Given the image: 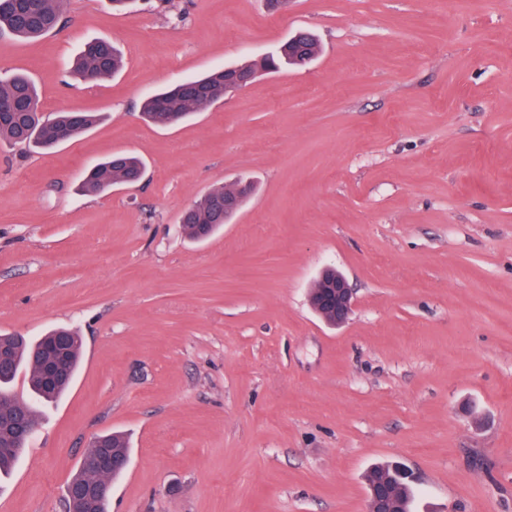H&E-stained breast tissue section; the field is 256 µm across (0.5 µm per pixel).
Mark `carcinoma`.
Instances as JSON below:
<instances>
[{
  "instance_id": "1",
  "label": "carcinoma",
  "mask_w": 512,
  "mask_h": 512,
  "mask_svg": "<svg viewBox=\"0 0 512 512\" xmlns=\"http://www.w3.org/2000/svg\"><path fill=\"white\" fill-rule=\"evenodd\" d=\"M65 0H0V33H7L17 39H34L54 30L64 11ZM317 41L307 32H301L282 43L269 56L244 64L252 75L260 72L272 73L281 64L304 66L317 53ZM122 65L118 51L107 40L88 43L75 63V73L83 80L99 81L111 77ZM186 90L175 89L151 96L144 105L143 114L152 124L165 127L178 123L192 112L202 110L227 95L226 73L215 70L203 77L187 81ZM39 94L32 80L24 73L17 72L0 78V141L25 144L37 150H48L65 143L90 130L98 121L92 112H60L52 119H46L38 109ZM141 160L126 152H117L108 159L88 169L82 178L81 192L97 196L110 188L137 181L142 174ZM230 190L214 188L200 201L193 204L182 215L181 223L187 236L195 241L207 240L216 234L224 224V196ZM54 336L67 338L66 357L70 368L67 378L51 387L45 385L34 351ZM81 339L67 328H54L37 340L25 336L0 335V352L11 360V367L0 371V425L12 422L28 427L37 423L35 408L17 401L9 390L11 383L25 368L29 372V388L36 400L51 402L60 398L72 383L80 364ZM110 452L117 457L129 456L128 443L123 435L109 433L100 436ZM24 449L11 445L10 437L0 433V474L7 473L20 461ZM121 471L107 475L78 468L69 485L112 480ZM386 479L395 484L397 506L402 512H411L412 490L409 481L400 476L398 464L381 463L374 465L366 480L373 482Z\"/></svg>"
}]
</instances>
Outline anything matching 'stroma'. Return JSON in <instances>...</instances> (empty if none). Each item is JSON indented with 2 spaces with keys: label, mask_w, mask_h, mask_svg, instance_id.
<instances>
[{
  "label": "stroma",
  "mask_w": 512,
  "mask_h": 512,
  "mask_svg": "<svg viewBox=\"0 0 512 512\" xmlns=\"http://www.w3.org/2000/svg\"><path fill=\"white\" fill-rule=\"evenodd\" d=\"M67 0L0 71L44 114L97 112L40 153L0 142V334L77 331L81 365L0 512H65L91 438L121 431L110 512H366L380 461L417 512H512V0ZM321 52L170 127L156 91L256 60L295 32ZM124 67L73 78L84 44ZM117 151L143 178L87 197ZM249 182L197 243L182 212ZM356 306L310 307L324 267Z\"/></svg>",
  "instance_id": "obj_1"
}]
</instances>
